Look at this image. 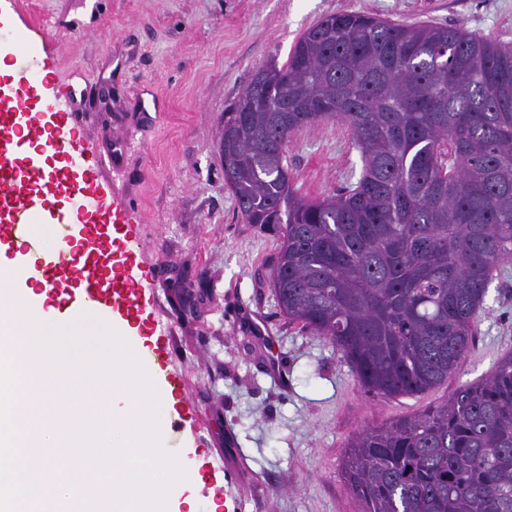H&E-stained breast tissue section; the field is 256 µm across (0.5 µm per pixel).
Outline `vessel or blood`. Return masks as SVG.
Wrapping results in <instances>:
<instances>
[{"label":"vessel or blood","mask_w":512,"mask_h":512,"mask_svg":"<svg viewBox=\"0 0 512 512\" xmlns=\"http://www.w3.org/2000/svg\"><path fill=\"white\" fill-rule=\"evenodd\" d=\"M23 39L24 50L12 59L16 91L0 97V247L25 256L30 280L46 295L59 296L65 316L93 309L134 317L141 306L139 283L112 258L128 228L111 209L73 204L94 193L97 168L84 156L78 112L55 111L44 94L49 81L39 49L54 37L33 23ZM39 223L60 228L61 246L49 250L33 240ZM141 356L152 366V383L167 382L171 396L182 395L184 385L171 376L167 352L146 344Z\"/></svg>","instance_id":"1"}]
</instances>
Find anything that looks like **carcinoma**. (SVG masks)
Listing matches in <instances>:
<instances>
[{
  "label": "carcinoma",
  "mask_w": 512,
  "mask_h": 512,
  "mask_svg": "<svg viewBox=\"0 0 512 512\" xmlns=\"http://www.w3.org/2000/svg\"><path fill=\"white\" fill-rule=\"evenodd\" d=\"M256 71L224 113V185L279 237L269 286L341 354L365 394L448 381L474 346L486 286L512 260V46L463 25L342 13ZM339 120L357 182L299 197L285 146ZM366 512H512V355L440 407L359 434L344 465Z\"/></svg>",
  "instance_id": "carcinoma-1"
}]
</instances>
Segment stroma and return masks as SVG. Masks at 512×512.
<instances>
[{"label": "stroma", "mask_w": 512, "mask_h": 512, "mask_svg": "<svg viewBox=\"0 0 512 512\" xmlns=\"http://www.w3.org/2000/svg\"><path fill=\"white\" fill-rule=\"evenodd\" d=\"M464 25L512 45V0H0V54L23 22L50 28L47 64L84 102V145L107 200L141 249L130 269L150 302L142 331L169 338L186 405L160 407L164 447L194 459L179 485L196 512H363L343 460L357 433L446 403L512 354V261L487 285L477 345L447 383L395 398L362 392L330 344L280 314L268 285L277 238L244 223L224 185V112L309 27L340 13ZM158 110H149L151 100ZM297 195L357 182L361 155L341 121L285 149ZM263 320L268 347L252 328ZM288 369L273 381L270 359ZM182 418V431L170 422Z\"/></svg>", "instance_id": "stroma-1"}]
</instances>
